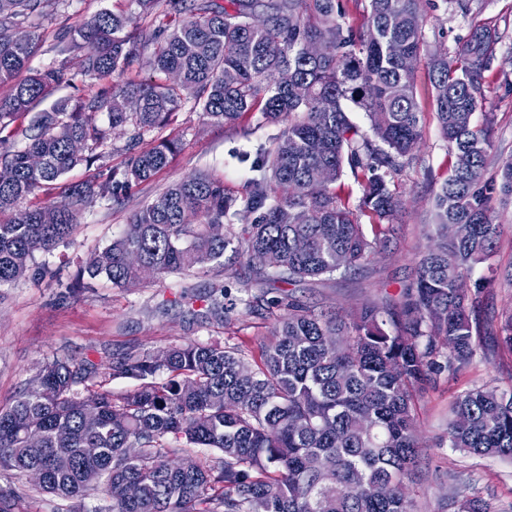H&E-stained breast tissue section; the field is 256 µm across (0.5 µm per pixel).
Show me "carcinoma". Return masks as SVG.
<instances>
[{
  "instance_id": "obj_1",
  "label": "carcinoma",
  "mask_w": 512,
  "mask_h": 512,
  "mask_svg": "<svg viewBox=\"0 0 512 512\" xmlns=\"http://www.w3.org/2000/svg\"><path fill=\"white\" fill-rule=\"evenodd\" d=\"M133 2L135 17L101 12L70 28L58 53L83 52L84 75L97 80L140 64V49L153 45L149 66L168 80L101 88L40 110L63 69L23 75L39 35L18 40L16 28L45 18L49 0H0V85H10L0 94V132L24 123L28 140L16 149L0 137V288L70 237L80 210L167 167L177 141L142 144L187 102L210 124L258 111L288 126L274 147L239 153L253 172L242 194L225 193L207 173L188 176L136 211L82 274L124 289L143 271L188 275L233 260L293 284L346 275L387 247L383 222L402 208L394 179L422 138L414 71L395 51L417 60L427 53L418 0H365L357 33L337 19L336 0ZM500 39L473 22L451 56L431 59L450 172L434 196L429 246L399 302H366L341 318L291 301L253 362L219 342L127 353L112 360V376L139 384L120 397L74 390L96 376L90 361H47L0 411V467L20 476L39 468L45 479L36 489L68 500L100 490L108 512H414L402 488L421 448L417 393L476 360L475 308L492 279L471 275L501 236L492 195L512 196V155L497 158L496 179L483 180L490 127L473 123ZM309 41L322 44L321 56L305 54ZM354 108L368 131L352 121ZM116 133L126 136L122 167L108 163ZM78 166L97 174L59 203L24 205ZM327 167L337 179L350 171L360 188L355 206L322 179ZM365 213L378 220L369 234ZM234 220L238 233L228 227ZM484 335L512 354V314ZM170 437L215 456L179 465ZM448 447L511 459L512 383H475L458 394ZM379 484L388 487L384 498L374 494ZM458 512L492 506L464 497Z\"/></svg>"
}]
</instances>
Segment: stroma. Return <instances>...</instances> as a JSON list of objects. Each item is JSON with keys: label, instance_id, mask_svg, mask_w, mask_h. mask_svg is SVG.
<instances>
[{"label": "stroma", "instance_id": "obj_1", "mask_svg": "<svg viewBox=\"0 0 512 512\" xmlns=\"http://www.w3.org/2000/svg\"><path fill=\"white\" fill-rule=\"evenodd\" d=\"M419 8L426 17L425 40L434 52L454 50L470 21L498 28L501 41L485 73L482 105L474 120L480 125L492 118L494 153H512V0H482L470 18L455 0H421ZM106 9L132 13L136 6L131 0H53L50 18L37 21L39 41L31 69L66 68L54 99L101 88V81L83 75L81 53L64 60L57 45L65 31ZM414 86L426 115L416 158L395 178L404 208L393 222L389 248L355 272L294 285H252L248 268L235 264L185 277H148L127 289L112 287L103 278L80 281L82 262L120 236L135 211L182 178L208 172L223 180L226 191L241 194L251 173L238 161V153L272 147L273 137L284 130L280 123L262 124L255 112L246 120L253 129L246 136L240 127L205 123L190 107H182L169 125L153 134L154 140L182 144L165 169L118 198L80 211L69 240L52 252L36 254L26 277L0 288V408L27 388L41 364L55 358L96 364V377L79 387L82 394L103 389L123 395L137 386L136 380L112 374L113 358L125 353L218 341L255 357L277 320L287 315V299L344 316L368 301L398 300L428 245L425 229L434 192L448 175V145L430 111L428 62L415 69ZM476 311L480 322L501 324L512 315V284L496 279L481 294ZM475 383L511 384L512 356L488 349L457 380L440 377L419 398L421 460L408 483L414 512H456L465 496L489 500L495 512H512V459L473 456L448 445L449 407ZM6 492L15 496L14 512H104L108 504L101 493L79 502L41 493L27 478L0 469V494Z\"/></svg>", "mask_w": 512, "mask_h": 512}]
</instances>
